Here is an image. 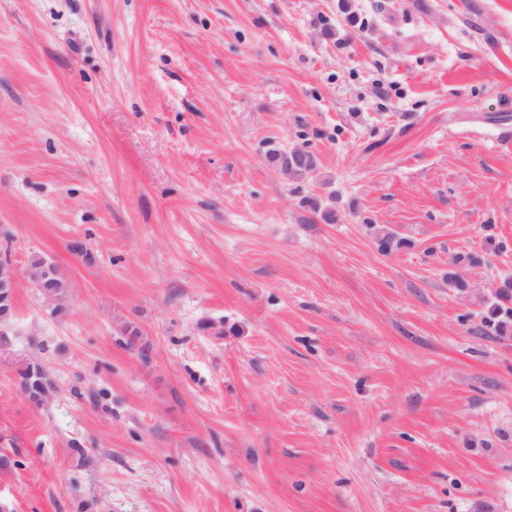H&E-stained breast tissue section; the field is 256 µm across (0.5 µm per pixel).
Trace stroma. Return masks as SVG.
<instances>
[{
    "mask_svg": "<svg viewBox=\"0 0 512 512\" xmlns=\"http://www.w3.org/2000/svg\"><path fill=\"white\" fill-rule=\"evenodd\" d=\"M1 261L11 512H512V0H0ZM266 159L281 177L295 182L309 178L318 166L315 154L306 146H295L287 150L271 142L266 151ZM51 263V261L43 257L33 258L30 263V267L32 268L33 272L31 271V269H29L28 276L32 283H37V281L39 280L41 282V293L43 297L47 301L55 303L54 299L50 296V292L46 290V288H49V290L54 294L56 298L57 306L59 307V309H62L68 296L69 283L65 279V277L60 273L57 266L53 264L55 276H53L51 279L52 288L50 287V284L48 282V278L50 275L49 270H47L43 274H38V276L34 274L38 273L39 270H42L44 267L50 265ZM18 287V276L10 263H0V302L2 297L3 307L0 308V324H6L13 315V301L16 288ZM18 384L35 404H42L52 395L53 385L38 363L28 362L17 370Z\"/></svg>",
    "mask_w": 512,
    "mask_h": 512,
    "instance_id": "obj_1",
    "label": "stroma"
}]
</instances>
